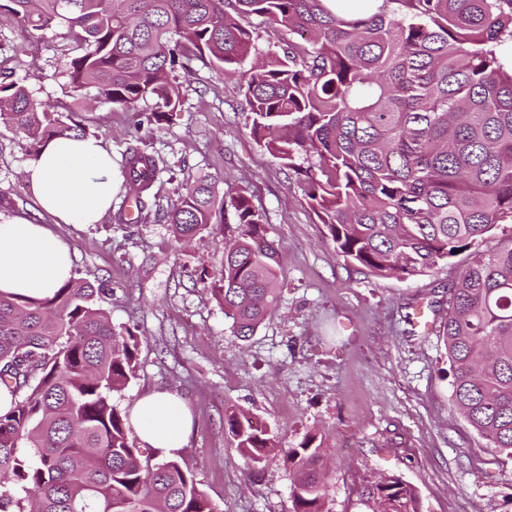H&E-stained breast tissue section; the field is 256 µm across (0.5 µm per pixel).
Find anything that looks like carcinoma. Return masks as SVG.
Wrapping results in <instances>:
<instances>
[{"label":"carcinoma","instance_id":"cac0c4a2","mask_svg":"<svg viewBox=\"0 0 512 512\" xmlns=\"http://www.w3.org/2000/svg\"><path fill=\"white\" fill-rule=\"evenodd\" d=\"M26 28L66 30L73 92L92 88L128 112L164 121L181 103L176 71L207 57L239 77L251 134L296 174L336 249L381 277L409 279L464 256L438 326L451 399L495 452L512 458V238L480 243L512 224V0H382L375 12L329 0H8ZM257 14L288 32L259 49L239 18ZM0 125L35 154L80 130L0 78ZM315 157L306 166L296 163ZM125 176L141 212L158 164L133 147ZM163 212L175 238L237 225L212 286L236 335H253L275 305L276 249L245 188L227 195L200 179ZM103 289L70 279L51 297L0 293V512H217L175 458L143 457L127 412L113 402L136 376L139 341L118 331ZM225 429L251 467L279 451L295 474L293 512H325L323 448H294L247 412ZM377 512H422L397 476L364 488Z\"/></svg>","mask_w":512,"mask_h":512}]
</instances>
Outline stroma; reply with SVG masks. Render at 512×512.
Segmentation results:
<instances>
[{"mask_svg":"<svg viewBox=\"0 0 512 512\" xmlns=\"http://www.w3.org/2000/svg\"><path fill=\"white\" fill-rule=\"evenodd\" d=\"M63 29L31 34L0 9V72L35 102L77 108L88 137L112 154L118 180L112 208L95 224H59L40 210L23 178L24 134L0 126V216L50 226L73 253L75 276L104 288L113 325L140 340L136 376L116 394L120 409L153 391L180 396L191 412L179 455L219 512H292L293 474L273 456L249 471L224 429V412L248 411L292 448L316 435L329 468L327 512H368L363 486L399 475L424 512H512V459L495 455L451 401L444 347L430 301L460 270L458 261L411 280L379 278L342 257L310 209L296 175L251 134L237 80L206 60L178 71L182 103L171 120L134 128V114L67 88ZM154 155L161 203L206 177L219 192L248 189L264 214L280 264L278 305L249 340L234 335L213 296L224 266V232L205 229L178 241L148 211L116 223L128 197L123 157Z\"/></svg>","mask_w":512,"mask_h":512,"instance_id":"1","label":"stroma"}]
</instances>
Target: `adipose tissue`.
Listing matches in <instances>:
<instances>
[{"mask_svg":"<svg viewBox=\"0 0 512 512\" xmlns=\"http://www.w3.org/2000/svg\"><path fill=\"white\" fill-rule=\"evenodd\" d=\"M24 179L40 209L62 224L97 223L112 205V158L93 138H53L26 163ZM72 276L71 249L50 228L19 215L0 220V292L42 298ZM129 414L143 447L164 456L185 447L191 416L178 395L149 393Z\"/></svg>","mask_w":512,"mask_h":512,"instance_id":"adipose-tissue-1","label":"adipose tissue"}]
</instances>
